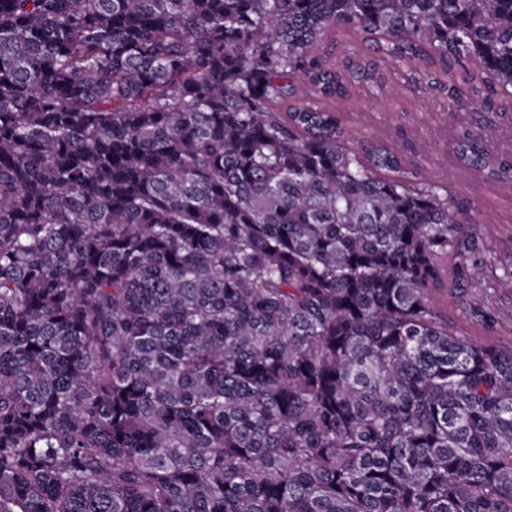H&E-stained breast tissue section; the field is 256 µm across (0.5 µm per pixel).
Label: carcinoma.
I'll list each match as a JSON object with an SVG mask.
<instances>
[{
	"label": "carcinoma",
	"instance_id": "carcinoma-1",
	"mask_svg": "<svg viewBox=\"0 0 512 512\" xmlns=\"http://www.w3.org/2000/svg\"><path fill=\"white\" fill-rule=\"evenodd\" d=\"M382 65L512 108V0H0V512H512V345L429 298L512 265L351 145Z\"/></svg>",
	"mask_w": 512,
	"mask_h": 512
}]
</instances>
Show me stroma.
<instances>
[{"instance_id":"obj_1","label":"stroma","mask_w":512,"mask_h":512,"mask_svg":"<svg viewBox=\"0 0 512 512\" xmlns=\"http://www.w3.org/2000/svg\"><path fill=\"white\" fill-rule=\"evenodd\" d=\"M334 108L359 139L391 143L406 155L412 152L413 140L429 139L433 147L423 165L424 176L453 184L459 200L472 208L468 232L512 264V185H489L483 173L458 167L454 161L457 134L488 118L479 104L449 111L439 98L409 86L399 69L388 68L381 86L336 99Z\"/></svg>"}]
</instances>
